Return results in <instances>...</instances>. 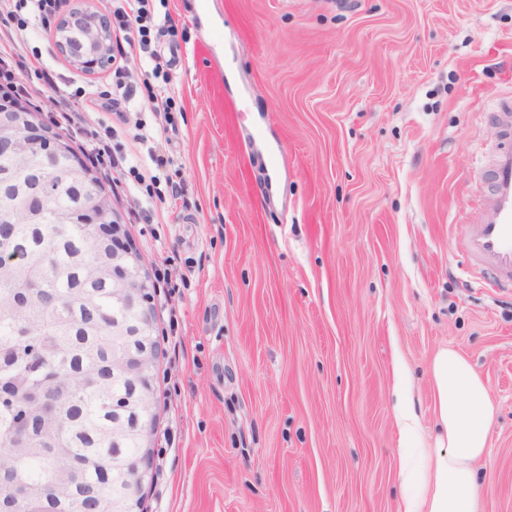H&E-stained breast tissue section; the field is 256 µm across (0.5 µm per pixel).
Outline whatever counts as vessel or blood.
<instances>
[{
	"label": "vessel or blood",
	"mask_w": 512,
	"mask_h": 512,
	"mask_svg": "<svg viewBox=\"0 0 512 512\" xmlns=\"http://www.w3.org/2000/svg\"><path fill=\"white\" fill-rule=\"evenodd\" d=\"M491 118L507 145L486 165L485 187L478 194L485 217L467 225L462 247L490 286L512 288V96L498 98Z\"/></svg>",
	"instance_id": "vessel-or-blood-1"
}]
</instances>
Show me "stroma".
I'll return each instance as SVG.
<instances>
[{"instance_id": "35a3bbf8", "label": "stroma", "mask_w": 512, "mask_h": 512, "mask_svg": "<svg viewBox=\"0 0 512 512\" xmlns=\"http://www.w3.org/2000/svg\"><path fill=\"white\" fill-rule=\"evenodd\" d=\"M179 24L177 109L113 137L151 166L112 206L152 288L156 421L141 512H399L394 375L423 433L430 362L497 406L480 512H512V290L461 240L512 91V0H154ZM30 46L86 94L48 33ZM182 192L172 196L171 184ZM148 218L129 221L133 207ZM491 118L499 129L502 139L512 141V96L505 95L497 99Z\"/></svg>"}]
</instances>
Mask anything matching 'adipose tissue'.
I'll use <instances>...</instances> for the list:
<instances>
[{
    "mask_svg": "<svg viewBox=\"0 0 512 512\" xmlns=\"http://www.w3.org/2000/svg\"><path fill=\"white\" fill-rule=\"evenodd\" d=\"M436 432L433 445L417 447L418 420L409 404V378L399 373L398 426L405 449L400 469V512H476L478 465L486 458L495 417L488 389L456 351L437 352L431 365Z\"/></svg>",
    "mask_w": 512,
    "mask_h": 512,
    "instance_id": "ef3b65f1",
    "label": "adipose tissue"
}]
</instances>
